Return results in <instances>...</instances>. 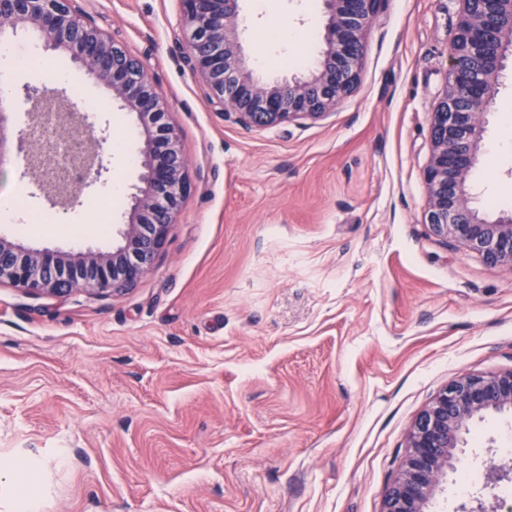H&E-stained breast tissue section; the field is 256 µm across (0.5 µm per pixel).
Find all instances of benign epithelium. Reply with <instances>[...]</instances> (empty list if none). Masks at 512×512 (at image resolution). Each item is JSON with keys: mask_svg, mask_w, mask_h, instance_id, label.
I'll return each instance as SVG.
<instances>
[{"mask_svg": "<svg viewBox=\"0 0 512 512\" xmlns=\"http://www.w3.org/2000/svg\"><path fill=\"white\" fill-rule=\"evenodd\" d=\"M74 0H0V50L8 37L35 32L43 47L59 53L132 114L140 130V171L130 186L119 239L110 250L33 247L0 236V284L36 297L62 299L73 291L108 296L134 287L162 250L181 202L192 190L168 102L157 92L142 60L100 29L85 22ZM193 74L211 91L220 111L245 128H271L316 120L357 88L367 36L384 0H323L324 49L306 73L276 80L258 76L245 61L241 40L246 19L241 0H180ZM460 18L448 55L446 89L432 112L431 155L423 170L428 200L425 223L492 264L512 268V212L493 220L469 205L467 182L484 141L485 117L498 93V79L512 50V0H457ZM34 108L71 131L73 159L92 169L83 187L101 180L97 149L109 128L86 123L65 106L59 91L25 87ZM35 122L19 131L0 112V172L10 158L35 151ZM54 208L67 211L79 196L37 154L22 172ZM512 410V371L467 376L446 385L416 418L410 452L384 501L383 512H428L464 452L470 424L488 413Z\"/></svg>", "mask_w": 512, "mask_h": 512, "instance_id": "1", "label": "benign epithelium"}]
</instances>
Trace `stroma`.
Here are the masks:
<instances>
[{
    "label": "stroma",
    "instance_id": "stroma-1",
    "mask_svg": "<svg viewBox=\"0 0 512 512\" xmlns=\"http://www.w3.org/2000/svg\"><path fill=\"white\" fill-rule=\"evenodd\" d=\"M146 65L193 189L153 268L113 296L35 297L0 286V512L19 493L42 512H382L417 415L449 382L512 370V269L424 222L432 109L446 85L457 0H386L360 83L324 118L247 129L210 104L181 33L179 0H75ZM247 54L269 33L268 79L323 49L320 0H244ZM99 153L132 184V115L78 79ZM468 179L479 215L512 211V62ZM102 191L43 228L0 233L34 246L110 248L127 206ZM512 413L471 425L464 466L434 512L496 494Z\"/></svg>",
    "mask_w": 512,
    "mask_h": 512
}]
</instances>
